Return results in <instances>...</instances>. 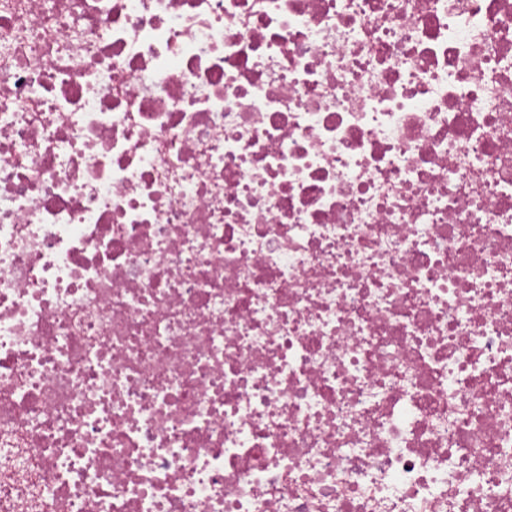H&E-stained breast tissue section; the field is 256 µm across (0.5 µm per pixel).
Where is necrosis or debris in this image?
I'll return each mask as SVG.
<instances>
[{"label":"necrosis or debris","mask_w":512,"mask_h":512,"mask_svg":"<svg viewBox=\"0 0 512 512\" xmlns=\"http://www.w3.org/2000/svg\"><path fill=\"white\" fill-rule=\"evenodd\" d=\"M0 512H512V0H0Z\"/></svg>","instance_id":"obj_1"}]
</instances>
